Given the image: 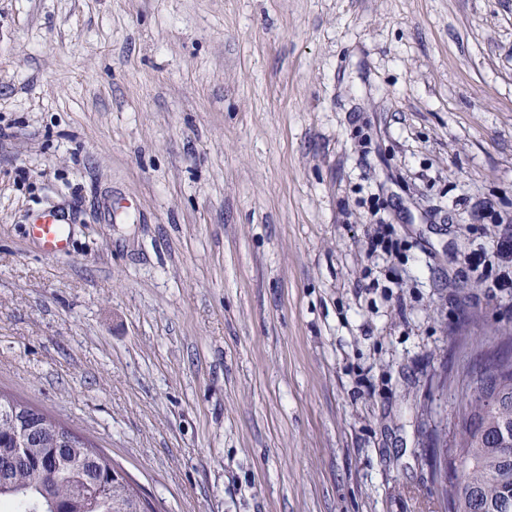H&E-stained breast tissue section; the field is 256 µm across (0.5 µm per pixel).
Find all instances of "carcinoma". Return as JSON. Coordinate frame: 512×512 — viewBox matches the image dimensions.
<instances>
[{
  "label": "carcinoma",
  "mask_w": 512,
  "mask_h": 512,
  "mask_svg": "<svg viewBox=\"0 0 512 512\" xmlns=\"http://www.w3.org/2000/svg\"><path fill=\"white\" fill-rule=\"evenodd\" d=\"M457 393L458 426L434 435L452 493L445 512H512V334L476 339L444 378ZM63 424L0 393V512H155L96 445L50 430ZM96 450V464L88 461Z\"/></svg>",
  "instance_id": "1"
}]
</instances>
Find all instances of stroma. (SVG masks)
I'll return each instance as SVG.
<instances>
[{
  "label": "stroma",
  "instance_id": "35a3bbf8",
  "mask_svg": "<svg viewBox=\"0 0 512 512\" xmlns=\"http://www.w3.org/2000/svg\"><path fill=\"white\" fill-rule=\"evenodd\" d=\"M0 129V392L157 512H444L441 377L512 330L466 262L512 231V0H0ZM69 220L63 213L44 210L35 214L29 223V235L49 257L67 255L71 248ZM379 249L386 253H392L393 251H396L398 249V242L392 239L387 224H376V228L369 237V253H375Z\"/></svg>",
  "mask_w": 512,
  "mask_h": 512
}]
</instances>
